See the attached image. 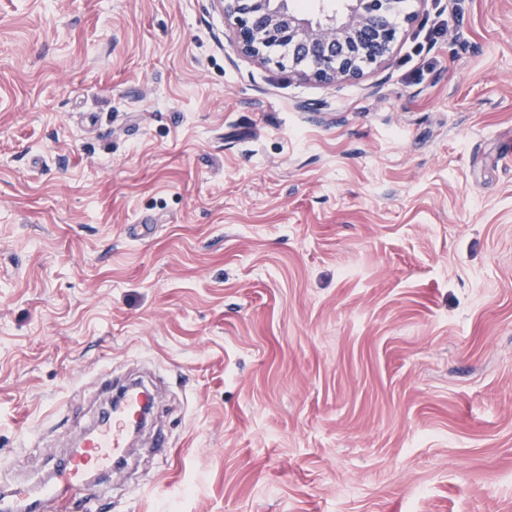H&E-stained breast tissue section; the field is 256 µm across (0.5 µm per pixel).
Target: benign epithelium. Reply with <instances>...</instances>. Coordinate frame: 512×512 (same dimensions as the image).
<instances>
[{
    "label": "benign epithelium",
    "instance_id": "obj_1",
    "mask_svg": "<svg viewBox=\"0 0 512 512\" xmlns=\"http://www.w3.org/2000/svg\"><path fill=\"white\" fill-rule=\"evenodd\" d=\"M239 26L237 48L262 60L267 46L288 43L294 70L325 82L356 78L384 61L397 39L387 22V0H324L318 16L292 8L291 0H213Z\"/></svg>",
    "mask_w": 512,
    "mask_h": 512
}]
</instances>
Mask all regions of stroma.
<instances>
[{
    "label": "stroma",
    "instance_id": "1",
    "mask_svg": "<svg viewBox=\"0 0 512 512\" xmlns=\"http://www.w3.org/2000/svg\"><path fill=\"white\" fill-rule=\"evenodd\" d=\"M406 11L328 84L213 0H0V488L110 373L157 405L71 512H512V0Z\"/></svg>",
    "mask_w": 512,
    "mask_h": 512
}]
</instances>
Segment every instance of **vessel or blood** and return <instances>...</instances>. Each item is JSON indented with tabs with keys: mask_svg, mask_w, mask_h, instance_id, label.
Returning <instances> with one entry per match:
<instances>
[{
	"mask_svg": "<svg viewBox=\"0 0 512 512\" xmlns=\"http://www.w3.org/2000/svg\"><path fill=\"white\" fill-rule=\"evenodd\" d=\"M123 408L79 435L75 453L32 489L12 488L0 492V512H47L79 498L94 501L105 477L119 473L126 464L127 439L141 417L144 401L136 387L126 389Z\"/></svg>",
	"mask_w": 512,
	"mask_h": 512,
	"instance_id": "b4317fda",
	"label": "vessel or blood"
}]
</instances>
